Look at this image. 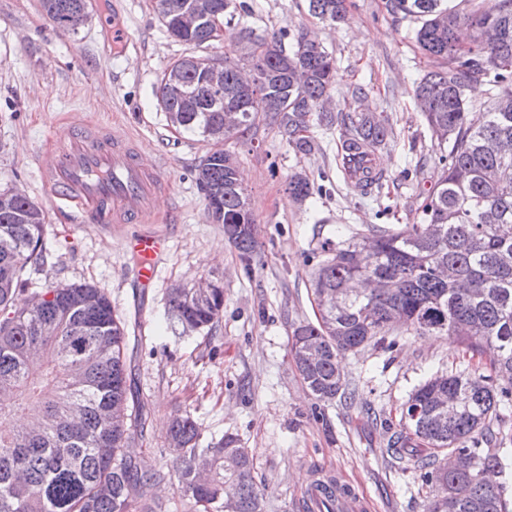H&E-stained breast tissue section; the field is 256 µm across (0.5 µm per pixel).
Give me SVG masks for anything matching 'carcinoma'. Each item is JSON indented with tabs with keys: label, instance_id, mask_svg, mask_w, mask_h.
<instances>
[{
	"label": "carcinoma",
	"instance_id": "carcinoma-1",
	"mask_svg": "<svg viewBox=\"0 0 512 512\" xmlns=\"http://www.w3.org/2000/svg\"><path fill=\"white\" fill-rule=\"evenodd\" d=\"M199 0H156L167 33L194 49L208 43L203 26L181 24L182 11ZM393 0L395 9L420 22L418 48L436 62L416 87L431 137L448 154L420 207V221L370 237L326 240V259L313 280L316 321L297 326L289 354L319 401L353 395L340 358L371 342L383 345L400 327L431 336H455L465 352L488 356L494 375L449 371L426 380L409 396L406 416L387 452L404 458L413 449L423 484L441 482L442 495L428 512H506L504 490L486 480L507 466L504 441L512 405V0ZM224 10V26L245 8L237 0H204ZM56 28L84 26L87 0H40ZM309 12L338 21L347 0H309ZM288 30L258 39L242 29L238 56H224V90L201 83V63L170 66L155 96L180 136L211 145L197 180L213 220L242 262H251L256 222L236 158L224 142L262 126L277 130L295 153L314 148V124H328L324 102L336 86L333 57L304 33L292 47ZM249 66L257 83L243 88ZM494 71L508 85L478 121L468 118L467 84ZM184 87L169 93L167 76ZM240 121H226L227 111ZM337 144L344 174L366 192L380 184L376 152L392 134L389 120L347 112ZM313 183L292 174L288 192L297 201ZM46 214L16 187L0 189V512H164L154 497L161 474L144 468L124 448L141 420L128 414L131 384L126 329L112 300L89 283L50 281L36 301L23 299L27 269L47 263ZM224 311V286L208 293L172 288L165 312L174 337L210 331ZM505 385H495V378ZM177 491L188 512H265V492L254 477L249 449L224 436L200 447L202 431L188 414L169 428ZM496 442L498 447L488 444ZM472 462L448 471L444 458Z\"/></svg>",
	"mask_w": 512,
	"mask_h": 512
}]
</instances>
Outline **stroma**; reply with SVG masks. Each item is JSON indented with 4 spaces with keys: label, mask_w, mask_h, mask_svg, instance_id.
<instances>
[{
    "label": "stroma",
    "mask_w": 512,
    "mask_h": 512,
    "mask_svg": "<svg viewBox=\"0 0 512 512\" xmlns=\"http://www.w3.org/2000/svg\"><path fill=\"white\" fill-rule=\"evenodd\" d=\"M248 2L241 27L267 38L302 30L333 54L332 115L346 111L359 84L370 111L389 117L393 134L377 159L380 191L363 195L345 184L336 168L337 122L314 127L316 147L301 157L269 128L227 141L258 231L257 254L244 267L196 181L207 144L174 133L155 97L165 68L192 52L165 32L155 0H89L91 18L74 33L57 29L39 0H0V187L17 186L47 216V269L30 272L26 295L35 297L53 279L89 282L110 296L129 329L131 399L147 414L132 446L147 467L164 473L157 494L168 512H184L168 451V425L179 411L194 417L204 438L231 434L252 450L268 512H303L310 484L336 475L368 500L369 512H425L432 495L413 463L392 461L384 449L415 387L441 372L476 368L477 359L454 337L402 330L393 349L371 344L346 353L342 367L355 396L324 403L305 387L288 338L315 318L310 287L321 241L418 223L441 169L414 97L434 63L415 43L416 20L390 0H349L346 20L336 23L310 15L308 0ZM74 115L134 137L157 162L166 191L155 210L169 223L82 222L54 200L35 160L63 139ZM297 171L317 187L303 201L287 191ZM149 231L165 237L166 252L152 287L144 288L125 243ZM204 278L224 283L222 319L208 334L170 336V288Z\"/></svg>",
    "instance_id": "stroma-1"
}]
</instances>
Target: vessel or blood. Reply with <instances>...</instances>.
Instances as JSON below:
<instances>
[{"label": "vessel or blood", "instance_id": "obj_1", "mask_svg": "<svg viewBox=\"0 0 512 512\" xmlns=\"http://www.w3.org/2000/svg\"><path fill=\"white\" fill-rule=\"evenodd\" d=\"M42 181L55 199L79 219L98 224H145L164 187L157 166L141 158L132 145L103 131L83 133L49 148L40 159ZM127 245L137 259V280L150 287L164 249L163 239L131 237ZM367 501L346 485H339L330 501L316 504V512H366Z\"/></svg>", "mask_w": 512, "mask_h": 512}]
</instances>
